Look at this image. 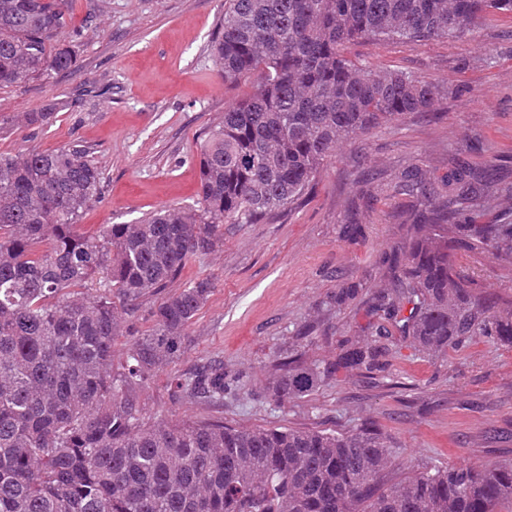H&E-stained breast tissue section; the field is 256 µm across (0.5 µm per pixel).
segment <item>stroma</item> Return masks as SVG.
<instances>
[{"instance_id":"1","label":"stroma","mask_w":512,"mask_h":512,"mask_svg":"<svg viewBox=\"0 0 512 512\" xmlns=\"http://www.w3.org/2000/svg\"><path fill=\"white\" fill-rule=\"evenodd\" d=\"M63 40L80 68L0 89V114L48 108L44 126L0 127V152L54 151L78 141L102 172L101 193L77 229L98 235L167 206L197 202L199 145L250 84H227L211 41L224 0H72ZM363 65L415 72L448 89L436 114L419 113L342 144L312 190L256 224H228L224 244L193 258L168 292L207 277L214 290L186 330L184 349L137 392L149 414L223 419L238 428L350 432L376 424L393 451L395 483L439 465L512 459V345L478 336L428 351L392 336L371 373L336 369L303 397L279 399L277 363L334 366L345 341L375 340L374 295L389 291L385 257L405 247L420 198L402 193L406 171L440 183L456 161L497 167L496 200L482 221L512 211V14L473 35L357 43ZM104 95L81 96L84 86ZM482 292L512 301V257L494 247L452 252ZM220 358L231 384L222 403L172 399L169 381Z\"/></svg>"}]
</instances>
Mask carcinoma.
Listing matches in <instances>:
<instances>
[{"label": "carcinoma", "mask_w": 512, "mask_h": 512, "mask_svg": "<svg viewBox=\"0 0 512 512\" xmlns=\"http://www.w3.org/2000/svg\"><path fill=\"white\" fill-rule=\"evenodd\" d=\"M70 0H0V88L78 70L59 40ZM512 0H228L214 37L224 83L251 80L200 144L192 207L79 234L100 192L84 146L0 153V512H502L512 462L433 466L401 482L391 449L367 426L354 433L238 429L222 420L151 416L136 396L178 358L208 301L207 277L154 306L151 333L114 366L127 306L175 280L224 243L225 224H255L303 196L340 144L429 112L448 89L409 71L362 65L360 42L462 39ZM490 166L460 163L428 192L407 246L389 254L394 295L384 318L429 350L476 336L512 344V308L479 291L448 258L457 248L512 250V222L462 224L463 202L488 207ZM98 282L93 294L75 288ZM384 345L352 344L337 366L372 371ZM330 370L291 360L272 394L304 395ZM176 399L224 400V365L171 381Z\"/></svg>", "instance_id": "cac0c4a2"}]
</instances>
